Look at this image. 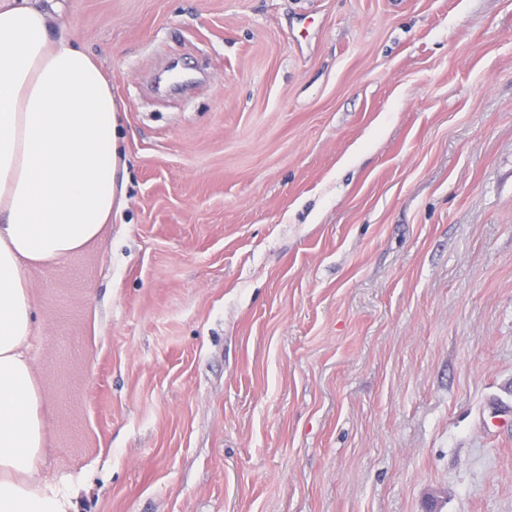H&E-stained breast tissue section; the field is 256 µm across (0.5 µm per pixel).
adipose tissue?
<instances>
[{
    "label": "adipose tissue",
    "mask_w": 512,
    "mask_h": 512,
    "mask_svg": "<svg viewBox=\"0 0 512 512\" xmlns=\"http://www.w3.org/2000/svg\"><path fill=\"white\" fill-rule=\"evenodd\" d=\"M60 11L59 0H0V512L73 507L38 471L24 269L82 251L117 194L119 105L101 66L55 33Z\"/></svg>",
    "instance_id": "1"
}]
</instances>
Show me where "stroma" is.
Returning <instances> with one entry per match:
<instances>
[{"label":"stroma","mask_w":512,"mask_h":512,"mask_svg":"<svg viewBox=\"0 0 512 512\" xmlns=\"http://www.w3.org/2000/svg\"><path fill=\"white\" fill-rule=\"evenodd\" d=\"M119 205L25 271L76 512H512V0H62Z\"/></svg>","instance_id":"35a3bbf8"}]
</instances>
